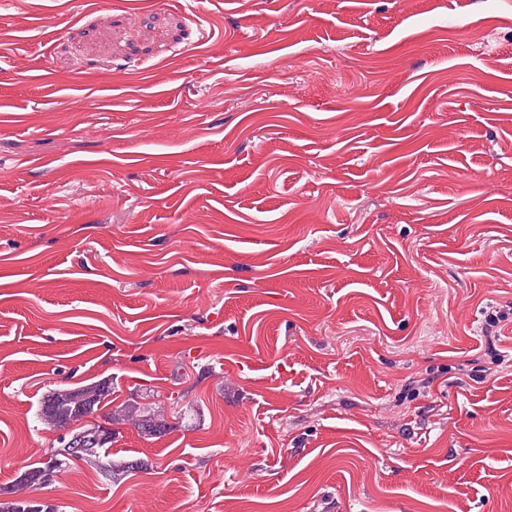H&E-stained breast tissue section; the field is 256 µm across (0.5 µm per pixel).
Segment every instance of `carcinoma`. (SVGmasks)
Wrapping results in <instances>:
<instances>
[{
	"mask_svg": "<svg viewBox=\"0 0 512 512\" xmlns=\"http://www.w3.org/2000/svg\"><path fill=\"white\" fill-rule=\"evenodd\" d=\"M111 391L112 381L101 380L48 392L40 402L37 417L47 427L64 430L66 434L57 439L59 447L52 449L47 461L41 466L26 469L19 476V482L30 488L46 485L75 459L84 461L98 469L100 474L112 479L125 468L145 466L142 461L127 464L109 461L106 450L112 445V438L103 437V425L86 422V419L95 417L99 405ZM104 421L109 425L129 422L146 437L161 436L169 428L163 413L149 403L134 399L107 413ZM0 512H58V507L53 505L47 508L31 498H10L0 500Z\"/></svg>",
	"mask_w": 512,
	"mask_h": 512,
	"instance_id": "obj_1",
	"label": "carcinoma"
}]
</instances>
